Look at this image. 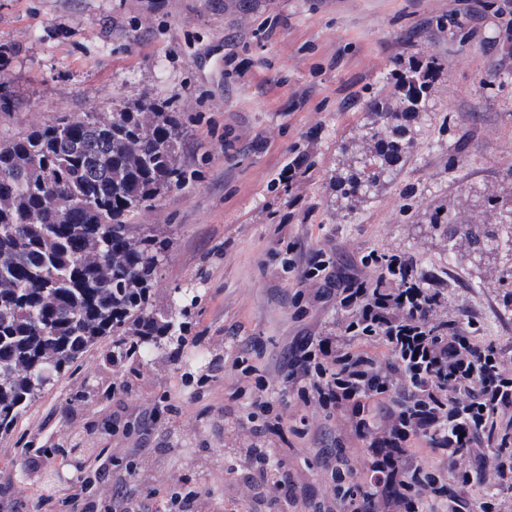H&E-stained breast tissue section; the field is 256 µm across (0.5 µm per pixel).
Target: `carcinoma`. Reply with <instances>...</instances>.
I'll return each mask as SVG.
<instances>
[{
    "label": "carcinoma",
    "instance_id": "carcinoma-1",
    "mask_svg": "<svg viewBox=\"0 0 512 512\" xmlns=\"http://www.w3.org/2000/svg\"><path fill=\"white\" fill-rule=\"evenodd\" d=\"M402 115L425 106L427 83L413 71ZM378 167L367 176L354 167L336 173V186L363 194L393 179L413 145L402 123L370 128ZM194 148L178 113L87 112L66 115L28 133L0 139V430L9 431L22 411L54 385L55 377L106 336H173L179 328L154 308L150 283L161 268L168 241L147 231L135 236L131 220L166 193L199 178L180 163ZM512 215L482 232L455 226L467 237L474 259L508 235ZM331 499L336 512H356L369 496L393 495L402 486L440 487L448 475L422 466L408 476L405 456L368 464L344 448L332 452ZM457 506L469 507V488L481 484L480 464L457 479Z\"/></svg>",
    "mask_w": 512,
    "mask_h": 512
}]
</instances>
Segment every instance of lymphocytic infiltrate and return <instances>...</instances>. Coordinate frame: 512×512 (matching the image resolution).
Returning a JSON list of instances; mask_svg holds the SVG:
<instances>
[{
    "instance_id": "obj_1",
    "label": "lymphocytic infiltrate",
    "mask_w": 512,
    "mask_h": 512,
    "mask_svg": "<svg viewBox=\"0 0 512 512\" xmlns=\"http://www.w3.org/2000/svg\"><path fill=\"white\" fill-rule=\"evenodd\" d=\"M364 262L382 269V276L371 282L341 271L330 281L323 299L354 314L341 335L307 336L292 351L283 371L293 385L288 398L329 414L352 405L357 434L371 448H406L420 433L447 429L450 450L440 453V469L465 474L461 449L482 448L485 465L501 474L489 449L512 439L506 428L512 421V371L504 368L500 350L480 341V328L468 314L434 318L441 295L427 286L412 257L371 253ZM375 338L397 354L385 374L375 359L349 350L350 343ZM438 371L448 384L434 390L430 381ZM399 376L407 380L405 406L369 416L371 402L384 397ZM110 471L125 476L112 486V512H198L200 486L183 482L160 490L142 479L133 454L108 466L84 461L65 498L39 492V512H98L90 482Z\"/></svg>"
}]
</instances>
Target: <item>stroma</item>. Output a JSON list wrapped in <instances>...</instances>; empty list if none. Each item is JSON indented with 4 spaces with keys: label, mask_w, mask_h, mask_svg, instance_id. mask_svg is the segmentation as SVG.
<instances>
[{
    "label": "stroma",
    "mask_w": 512,
    "mask_h": 512,
    "mask_svg": "<svg viewBox=\"0 0 512 512\" xmlns=\"http://www.w3.org/2000/svg\"><path fill=\"white\" fill-rule=\"evenodd\" d=\"M458 0H0V136L66 114L136 109L168 101L193 122L198 182L167 193L134 221L171 241L151 283L155 307L172 309L180 335L147 356L111 360L103 339L0 433V512L34 503L51 484L66 493L81 449L103 461L139 451L145 474L166 486L190 476L223 494V512H269L271 488L240 461L266 448L286 459L302 491L288 512L331 493L315 452L363 455L349 411L282 400V369L302 336H336L347 318L301 280L315 254L332 269L358 268L370 252L404 253L440 288L445 317L467 312L512 368V258L474 260L440 217L485 228L512 211V0H487L460 24ZM438 63L417 132L396 178L373 194L342 195L333 177L342 146L370 159L359 128L375 121L372 91L397 105L399 63ZM302 166L294 180L289 164ZM221 357L223 370L210 361ZM249 357L300 435L265 434L244 418L250 399L235 361ZM169 396L178 414L139 431L133 406ZM125 425L113 430V418ZM28 448H53L33 471Z\"/></svg>",
    "instance_id": "35a3bbf8"
}]
</instances>
